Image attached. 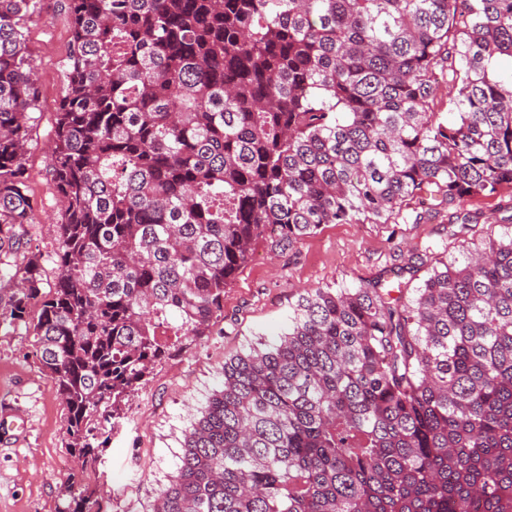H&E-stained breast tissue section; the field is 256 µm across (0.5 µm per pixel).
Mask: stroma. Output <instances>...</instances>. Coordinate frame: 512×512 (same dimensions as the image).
<instances>
[{
  "label": "stroma",
  "instance_id": "35a3bbf8",
  "mask_svg": "<svg viewBox=\"0 0 512 512\" xmlns=\"http://www.w3.org/2000/svg\"><path fill=\"white\" fill-rule=\"evenodd\" d=\"M35 60L40 108L28 150L29 184L37 199L33 246H56L58 211L45 178L50 131L62 96L61 62L71 19L59 0H45L26 24ZM406 224H328L282 249L259 240L249 262L224 291V318L156 364L130 396L120 419L105 425L106 446L84 468L67 447V415L55 393V377L36 354L24 328L0 323V413L23 410L27 426L0 431V512H61L66 486L94 490L102 512H148L174 473L184 431L222 381L225 360L257 342L272 344L288 328L306 291L325 285L356 288L383 279L392 265L428 245L451 247L500 236L512 226V197L464 199L456 209L415 205ZM469 214L468 227L449 223L452 212Z\"/></svg>",
  "mask_w": 512,
  "mask_h": 512
}]
</instances>
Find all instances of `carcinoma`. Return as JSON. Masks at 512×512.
Segmentation results:
<instances>
[{"label": "carcinoma", "mask_w": 512, "mask_h": 512, "mask_svg": "<svg viewBox=\"0 0 512 512\" xmlns=\"http://www.w3.org/2000/svg\"><path fill=\"white\" fill-rule=\"evenodd\" d=\"M41 2L0 0V322L34 337L85 466L258 240L512 189V0H65L46 291L25 240ZM423 264L313 289L224 361L150 512H512V233L409 287ZM63 512L101 507L81 490Z\"/></svg>", "instance_id": "obj_1"}]
</instances>
